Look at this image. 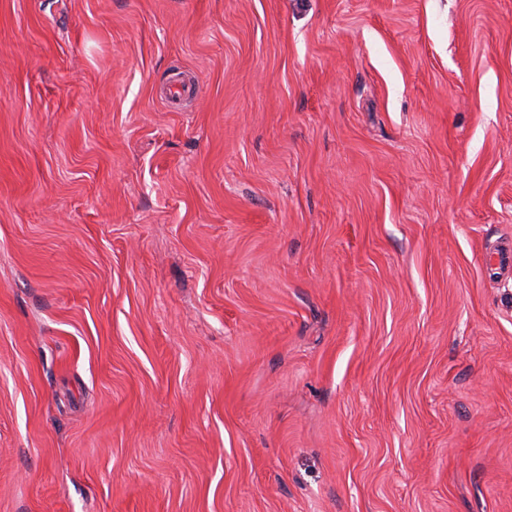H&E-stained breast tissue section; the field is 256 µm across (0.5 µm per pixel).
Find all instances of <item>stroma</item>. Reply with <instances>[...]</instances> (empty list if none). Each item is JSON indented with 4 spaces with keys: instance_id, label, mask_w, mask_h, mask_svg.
I'll return each instance as SVG.
<instances>
[{
    "instance_id": "1",
    "label": "stroma",
    "mask_w": 512,
    "mask_h": 512,
    "mask_svg": "<svg viewBox=\"0 0 512 512\" xmlns=\"http://www.w3.org/2000/svg\"><path fill=\"white\" fill-rule=\"evenodd\" d=\"M504 242L512 0H0V512H512Z\"/></svg>"
}]
</instances>
